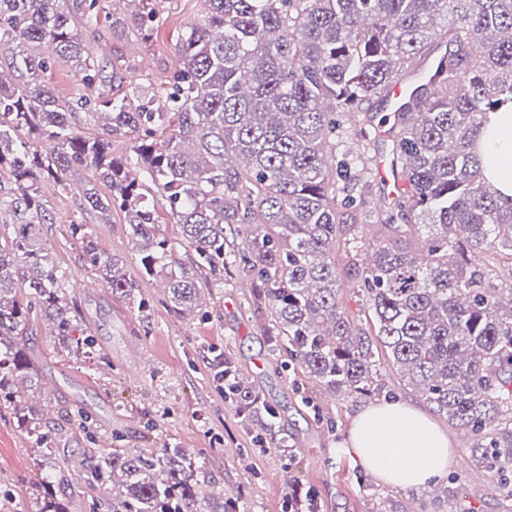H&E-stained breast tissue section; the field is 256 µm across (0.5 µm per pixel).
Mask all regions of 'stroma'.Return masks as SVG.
<instances>
[{
	"instance_id": "1",
	"label": "stroma",
	"mask_w": 512,
	"mask_h": 512,
	"mask_svg": "<svg viewBox=\"0 0 512 512\" xmlns=\"http://www.w3.org/2000/svg\"><path fill=\"white\" fill-rule=\"evenodd\" d=\"M106 19L79 25L91 56L113 77L112 92L138 86L149 92L182 65L180 40L200 16V0H154L156 19L143 28L133 0H105ZM82 170L67 172L63 183L46 182L42 195L49 222L41 228L55 263L68 276L67 291L81 312L77 337L88 338L91 353L63 358L56 336L35 321L34 350L39 384L26 394L48 420L47 445L67 458L74 512H105L112 498L106 486L85 483L86 448H146L173 442L195 456L210 477L209 492L238 499V512H290L288 499L310 491L323 512H448V500L432 485L404 489L384 483L356 461L346 440L362 400L323 397L281 367L255 310L253 281L242 273L223 287L205 292L196 314L177 313L159 280L144 277L139 249L128 235L125 214L113 208L109 223L84 210ZM85 224L98 250L123 257L139 288L134 300L108 288L86 291L90 272L72 227ZM230 356L250 385L278 411L289 440L279 447L268 434L243 426L224 399V385L210 365L212 352ZM80 413L85 425L70 416ZM449 473L460 490L462 512H505L506 503L490 477L468 481L463 431L452 428ZM33 448L25 426L0 415V512H36L41 477L55 465Z\"/></svg>"
}]
</instances>
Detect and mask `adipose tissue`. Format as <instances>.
<instances>
[{"instance_id": "adipose-tissue-1", "label": "adipose tissue", "mask_w": 512, "mask_h": 512, "mask_svg": "<svg viewBox=\"0 0 512 512\" xmlns=\"http://www.w3.org/2000/svg\"><path fill=\"white\" fill-rule=\"evenodd\" d=\"M487 176L512 197V112H495L481 137ZM349 446L357 461L385 483L417 488L445 473L452 463L447 432L405 403L376 402L358 409Z\"/></svg>"}]
</instances>
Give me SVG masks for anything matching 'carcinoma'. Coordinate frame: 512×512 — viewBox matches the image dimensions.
I'll return each instance as SVG.
<instances>
[{
    "label": "carcinoma",
    "mask_w": 512,
    "mask_h": 512,
    "mask_svg": "<svg viewBox=\"0 0 512 512\" xmlns=\"http://www.w3.org/2000/svg\"><path fill=\"white\" fill-rule=\"evenodd\" d=\"M102 0H0V48L25 74H0V411L44 447L43 418L19 395L38 383L31 320L42 318L68 355L78 319L65 273L40 230L41 184L78 167L83 207L109 223L126 215L143 272L164 280L172 308L203 306L201 293L240 270L267 308L274 346L322 393L372 399L386 366L435 414L464 430L471 465L512 502V198L491 191L476 141L490 112L512 105V0H202L180 40L182 67L165 82L167 110L134 87L112 96L72 18L92 26ZM71 64L96 97H55L50 60ZM427 62L408 99L383 115ZM101 122L86 135L81 115ZM390 141L400 187L375 206L365 156ZM35 133V140L21 136ZM131 134L139 171L112 155V136ZM355 136L357 158L340 150ZM166 198L187 265L156 236L150 188ZM242 247L225 250V226ZM376 226V239L364 227ZM91 272L131 298L137 283L117 255L101 252L77 224ZM209 278L200 284L196 272ZM361 308L343 302L342 275ZM224 396L248 426L275 434L277 410L236 363L212 357ZM87 480L111 484L108 512H237L233 496L205 492L206 474L170 442L83 453ZM66 476L51 469L36 512H71Z\"/></svg>",
    "instance_id": "carcinoma-1"
}]
</instances>
